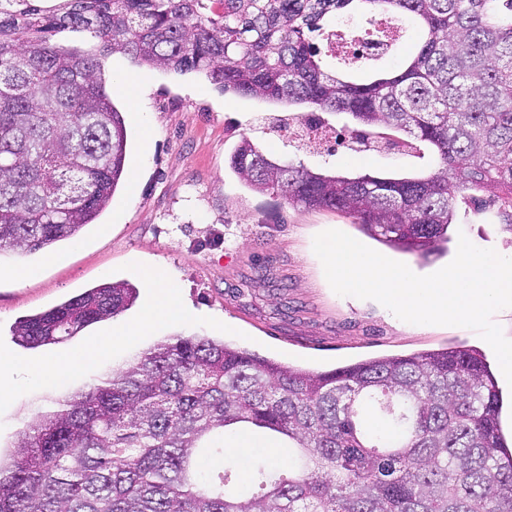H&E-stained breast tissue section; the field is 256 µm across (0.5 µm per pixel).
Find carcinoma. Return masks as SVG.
<instances>
[{
	"instance_id": "cac0c4a2",
	"label": "carcinoma",
	"mask_w": 512,
	"mask_h": 512,
	"mask_svg": "<svg viewBox=\"0 0 512 512\" xmlns=\"http://www.w3.org/2000/svg\"><path fill=\"white\" fill-rule=\"evenodd\" d=\"M381 13L385 52L399 16L423 31L397 71L382 55L324 69L310 34ZM82 29L101 52L226 94L345 113L365 138L436 154L417 177H348L266 155L244 136L234 172L291 205L350 215L423 258L447 250L458 199L512 206V0H0V255L75 236L124 173L126 128L99 58L50 43ZM107 282L13 326L21 345L62 343L127 310ZM498 385L466 347L286 366L204 336H173L27 425L0 454V512H512V447ZM381 416L386 430L364 427ZM266 429L294 449L239 478L224 433Z\"/></svg>"
}]
</instances>
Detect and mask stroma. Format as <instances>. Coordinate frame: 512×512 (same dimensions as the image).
<instances>
[{
  "label": "stroma",
  "mask_w": 512,
  "mask_h": 512,
  "mask_svg": "<svg viewBox=\"0 0 512 512\" xmlns=\"http://www.w3.org/2000/svg\"><path fill=\"white\" fill-rule=\"evenodd\" d=\"M52 42L99 54L107 91L125 120V169L109 206L74 240L35 254L0 256V352L34 363L81 350L91 338L106 335L112 324L107 321L33 349L12 336L20 317L49 310L104 281L137 287L136 301L115 321L138 320L152 298L142 277L147 267L162 268L176 280L190 317L159 326L135 345L114 348L55 386H44L28 371L0 369V384L14 392L0 403V449L10 450L26 424L56 410L66 393L88 388L143 349L179 334L221 339L313 371L455 345L478 349L495 363L492 348L471 329L421 327L396 320L376 301L337 295L313 251V238L338 229L424 275L452 261L461 233L479 247L512 255L511 208L477 211L460 204L448 231V251L420 259L363 233L345 214L310 211L252 192L230 170V154L244 134L258 136L267 155L283 153L280 140L260 131L263 117L281 112L280 104L226 94L199 72L178 74L138 65L124 54L100 55L97 39L83 30L56 33ZM299 157L307 166L327 164L347 176L408 177L422 171L395 151L341 150L328 158L304 149ZM52 254L57 263H48ZM20 265L34 268L35 276L18 281L13 271Z\"/></svg>",
  "instance_id": "35a3bbf8"
}]
</instances>
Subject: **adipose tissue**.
<instances>
[{"instance_id": "adipose-tissue-1", "label": "adipose tissue", "mask_w": 512, "mask_h": 512, "mask_svg": "<svg viewBox=\"0 0 512 512\" xmlns=\"http://www.w3.org/2000/svg\"><path fill=\"white\" fill-rule=\"evenodd\" d=\"M143 277L149 288H152L153 297L136 322L114 324L108 336L92 341L73 355L61 356L31 366L23 358L1 354L0 365L19 369L34 368L44 385L51 386L83 365L105 357L115 344L135 340L156 323L161 321L176 323L187 318L188 313L179 299L177 286L164 270L148 267L144 269Z\"/></svg>"}]
</instances>
